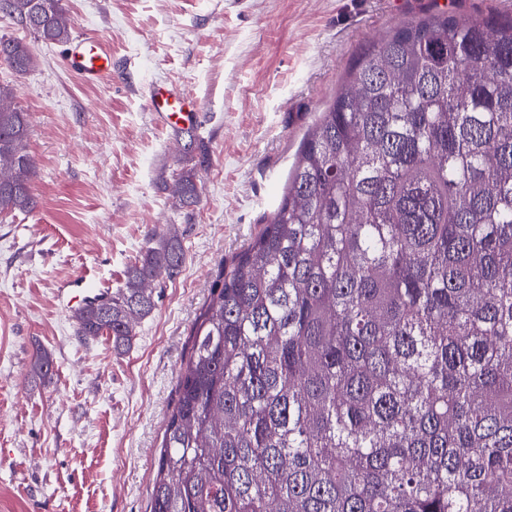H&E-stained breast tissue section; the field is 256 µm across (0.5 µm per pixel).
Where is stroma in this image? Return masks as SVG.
I'll return each mask as SVG.
<instances>
[{
	"instance_id": "35a3bbf8",
	"label": "stroma",
	"mask_w": 512,
	"mask_h": 512,
	"mask_svg": "<svg viewBox=\"0 0 512 512\" xmlns=\"http://www.w3.org/2000/svg\"><path fill=\"white\" fill-rule=\"evenodd\" d=\"M72 33L94 31L114 75L81 83L59 44L0 17L39 65L0 84L27 112L35 212L0 217V512H149L166 421L197 317L223 267L280 202L300 144L360 50L435 9L512 16V0H62ZM174 84L200 106L209 148L201 197L170 187L181 149L146 89ZM185 261L152 285L130 349L78 335L76 294L112 293L152 237ZM95 288H88V281ZM50 374L33 366L39 354Z\"/></svg>"
}]
</instances>
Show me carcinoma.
I'll return each instance as SVG.
<instances>
[{
	"label": "carcinoma",
	"instance_id": "cac0c4a2",
	"mask_svg": "<svg viewBox=\"0 0 512 512\" xmlns=\"http://www.w3.org/2000/svg\"><path fill=\"white\" fill-rule=\"evenodd\" d=\"M0 13L71 38L61 0ZM0 62L37 67L7 36ZM30 135L1 105V216L37 207ZM188 136L182 207L208 162ZM183 261L148 246L78 335L128 349ZM193 336L149 512H512V18L437 10L369 45Z\"/></svg>",
	"mask_w": 512,
	"mask_h": 512
}]
</instances>
